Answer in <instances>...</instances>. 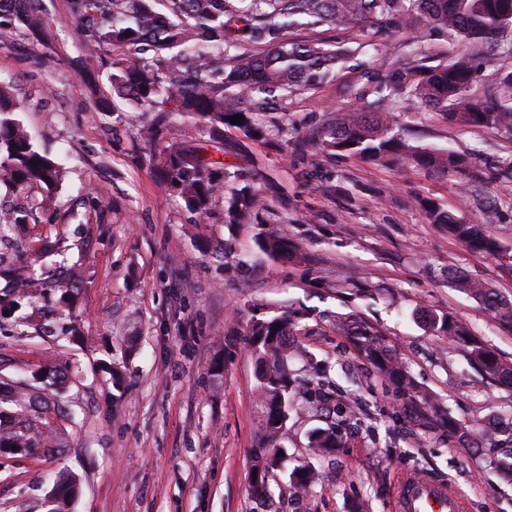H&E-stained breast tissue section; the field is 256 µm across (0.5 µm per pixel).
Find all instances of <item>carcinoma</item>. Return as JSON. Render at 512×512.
<instances>
[{"mask_svg":"<svg viewBox=\"0 0 512 512\" xmlns=\"http://www.w3.org/2000/svg\"><path fill=\"white\" fill-rule=\"evenodd\" d=\"M67 0L68 17L84 29V46L91 53L111 56L110 85L113 98L101 103L104 112H118V104L131 112H158L162 118L143 126L141 137L155 142L162 132L163 116L179 112L196 119L207 134L192 133L163 150L159 178L165 188L179 194L187 207L200 216L211 209L223 181V166L209 149L235 157L248 152L247 140L256 135L248 112L269 99L305 91L328 82L340 71L345 53L321 43H307L290 36L304 26L334 27L338 23L360 24L371 34L396 30L413 35L431 27L461 49L445 62L417 51L402 57L389 75H378L353 89L350 109L329 116L317 129L302 137V146L328 158L347 153L368 161L404 157L414 166L443 173L467 169L468 158L455 153L412 149L393 132L385 112L397 99L427 104L451 120L487 129L512 128V68L504 69L483 97L470 94L481 66L491 58L484 45L512 30V0ZM47 20L42 0H0V45L16 38L37 37ZM269 40L261 53L243 49L248 42ZM17 103L8 87L0 83V185L25 192L44 190L29 207L7 213L0 221V246L8 241L14 224H26L34 213L55 209L53 191L62 182V162L41 151L32 136L15 118ZM241 115L237 124L243 139L224 142V125ZM265 202L259 188L246 183L233 188L225 205V223L243 224ZM420 206L431 224H444L448 234L471 250L500 255V245L484 224H465L452 212L429 200ZM264 248L275 256H295L299 247L273 236ZM0 252V316L27 305L35 315L62 316L72 307V295L63 291L48 309L35 299L55 287L56 279L35 264L4 267ZM460 287L483 302L492 313L512 321V302L501 298L485 283L462 280ZM431 327L439 334L467 344L469 355L488 378L512 385V367L471 335L460 322L447 316H432ZM304 330L299 318L287 313L254 322L249 330L251 355L255 360L257 405L263 413L264 440L252 456L254 493H266V478L280 464L284 451L276 446L289 412L293 392L289 387L288 359L291 337ZM336 331L355 339L358 357L388 380L396 392L409 399L415 420L421 426L438 414V407L418 394L386 335L355 314L336 317ZM48 376L36 383L18 384L0 397V448H34L50 455L59 452L48 419H70L71 413L50 405L42 390L62 398L70 377L66 367L47 368ZM336 428L318 430L311 439L314 453L333 447Z\"/></svg>","mask_w":512,"mask_h":512,"instance_id":"cac0c4a2","label":"carcinoma"}]
</instances>
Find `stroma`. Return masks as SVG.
I'll return each instance as SVG.
<instances>
[{"label":"stroma","mask_w":512,"mask_h":512,"mask_svg":"<svg viewBox=\"0 0 512 512\" xmlns=\"http://www.w3.org/2000/svg\"><path fill=\"white\" fill-rule=\"evenodd\" d=\"M43 39L0 47V82L36 145L65 160L56 217L43 234L61 242L50 263L80 269L73 315L43 329L0 321V376L17 380L53 362L75 376L65 396L74 422L57 429L61 453L0 455V512H48L62 471L76 477L72 512H394L400 481L446 483L462 512H512V388L485 377L459 342L433 331L427 314L463 321L512 364V325L459 286L480 280L512 301V129L451 123L441 112L397 101L396 134L423 150L455 151L479 170L425 171L406 159L317 158L299 137L342 109L367 68L387 72L403 39L348 25L295 32L298 40L352 48L340 75L319 88L254 112L259 134L248 159L225 156V187L264 179L266 206L245 224L224 221L216 196L208 217L161 185V146L181 140L192 118L174 113L159 144L140 135L148 112H103L105 58H85L66 0H44ZM428 199L469 224H487L494 258L428 223ZM297 244L277 259L267 236ZM298 313L290 368L319 366L324 402L299 399L282 430L287 455L252 493V452L261 440L250 325ZM359 314L385 332L417 388L477 434L468 447L433 422L422 428L407 401L356 357L336 315ZM114 364L125 392L114 398L101 363ZM336 427V446L313 455L315 429ZM320 475L300 487L295 474Z\"/></svg>","instance_id":"stroma-1"}]
</instances>
